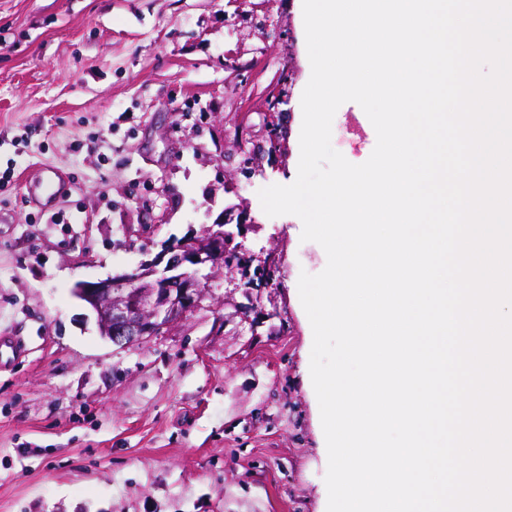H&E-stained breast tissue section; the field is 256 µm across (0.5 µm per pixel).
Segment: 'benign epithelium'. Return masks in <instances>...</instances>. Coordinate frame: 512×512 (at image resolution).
Here are the masks:
<instances>
[{
	"mask_svg": "<svg viewBox=\"0 0 512 512\" xmlns=\"http://www.w3.org/2000/svg\"><path fill=\"white\" fill-rule=\"evenodd\" d=\"M223 219L200 235H188L130 271L98 281H80L73 296L96 318L100 335L124 347L164 333L200 306L205 283L202 268L224 267L225 242L244 235L245 224L226 229ZM276 262L259 266L251 287L273 284Z\"/></svg>",
	"mask_w": 512,
	"mask_h": 512,
	"instance_id": "benign-epithelium-1",
	"label": "benign epithelium"
}]
</instances>
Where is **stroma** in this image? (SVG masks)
Returning a JSON list of instances; mask_svg holds the SVG:
<instances>
[{
    "mask_svg": "<svg viewBox=\"0 0 512 512\" xmlns=\"http://www.w3.org/2000/svg\"><path fill=\"white\" fill-rule=\"evenodd\" d=\"M306 57L296 0H0V335L28 349L0 368V512H319L322 248L258 196L293 173ZM360 111L332 124L348 159L376 145ZM228 208L274 286L220 271L163 335L103 338L74 285Z\"/></svg>",
    "mask_w": 512,
    "mask_h": 512,
    "instance_id": "35a3bbf8",
    "label": "stroma"
}]
</instances>
